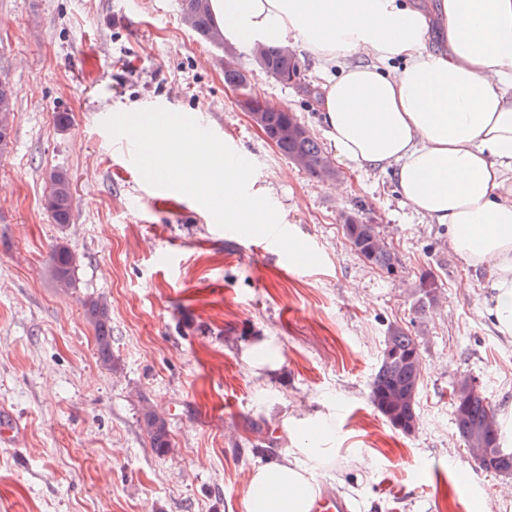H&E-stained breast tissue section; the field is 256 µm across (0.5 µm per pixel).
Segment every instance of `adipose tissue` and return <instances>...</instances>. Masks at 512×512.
<instances>
[{
    "mask_svg": "<svg viewBox=\"0 0 512 512\" xmlns=\"http://www.w3.org/2000/svg\"><path fill=\"white\" fill-rule=\"evenodd\" d=\"M225 40L287 45L320 73L337 161L392 169L403 201L490 273L482 311L512 337V0H210ZM291 448L254 467L243 512H311L336 454Z\"/></svg>",
    "mask_w": 512,
    "mask_h": 512,
    "instance_id": "ef3b65f1",
    "label": "adipose tissue"
}]
</instances>
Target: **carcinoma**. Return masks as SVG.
<instances>
[{
    "label": "carcinoma",
    "instance_id": "obj_1",
    "mask_svg": "<svg viewBox=\"0 0 512 512\" xmlns=\"http://www.w3.org/2000/svg\"><path fill=\"white\" fill-rule=\"evenodd\" d=\"M180 16L201 40L217 48L224 47V36L214 19L210 0H179ZM265 72L280 76V82L299 76L301 62L296 54L285 55L278 47H261ZM245 68L238 61L224 64V83L230 87L244 82ZM17 90L7 79H0V157L12 146ZM267 133L272 144L284 156L306 170L313 178L327 181L336 176L332 160L327 156L309 128L296 113L268 101L262 103ZM44 208L55 224H69L73 217V193L68 171L50 173L44 195ZM341 228L357 256L367 265L392 275L398 258L381 237L379 226L371 224L362 213L350 211L341 217ZM76 256L63 243H57L51 254L48 274L59 288L73 287ZM439 285L434 275H421L415 292L422 299L434 300ZM85 320L93 327L99 360L112 365V328L110 307L102 297L82 301ZM422 378V358L418 338L407 328L388 329L384 348L372 378L370 400L377 412L396 430L409 434L418 424L417 395ZM455 431L465 447L476 443L490 446L494 452L503 445L499 427L489 430L486 423L497 421L492 402L480 392L454 409ZM140 421L151 445L161 454L172 451L167 422L148 406L142 407Z\"/></svg>",
    "mask_w": 512,
    "mask_h": 512
}]
</instances>
